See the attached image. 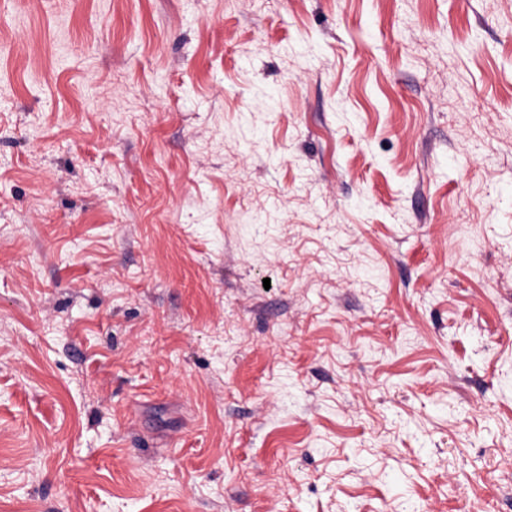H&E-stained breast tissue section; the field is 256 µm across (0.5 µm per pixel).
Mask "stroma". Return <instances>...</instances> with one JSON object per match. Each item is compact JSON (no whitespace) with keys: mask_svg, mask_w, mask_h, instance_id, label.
I'll use <instances>...</instances> for the list:
<instances>
[{"mask_svg":"<svg viewBox=\"0 0 512 512\" xmlns=\"http://www.w3.org/2000/svg\"><path fill=\"white\" fill-rule=\"evenodd\" d=\"M0 512H512V0H0Z\"/></svg>","mask_w":512,"mask_h":512,"instance_id":"35a3bbf8","label":"stroma"}]
</instances>
